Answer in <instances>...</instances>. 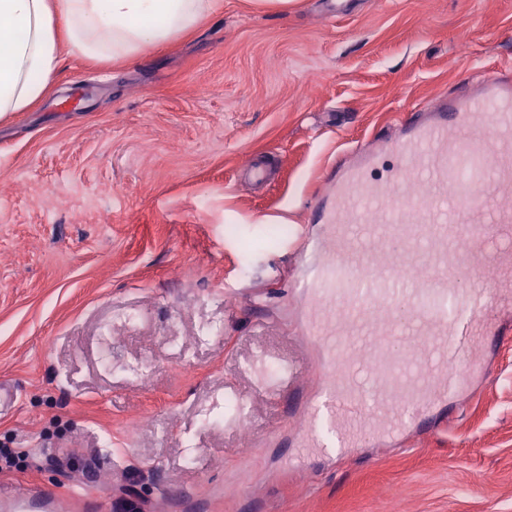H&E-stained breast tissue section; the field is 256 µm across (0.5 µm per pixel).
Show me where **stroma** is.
I'll return each mask as SVG.
<instances>
[{"instance_id": "1", "label": "stroma", "mask_w": 512, "mask_h": 512, "mask_svg": "<svg viewBox=\"0 0 512 512\" xmlns=\"http://www.w3.org/2000/svg\"><path fill=\"white\" fill-rule=\"evenodd\" d=\"M223 2L137 59L62 55L55 92L0 121V448L31 450L0 491L52 488L63 512H512V344L475 342L447 428L331 464L266 378L307 363L291 284L326 171L512 73V0ZM484 275L512 335V264ZM232 395L248 428L202 424Z\"/></svg>"}]
</instances>
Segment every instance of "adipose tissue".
Returning <instances> with one entry per match:
<instances>
[{
	"label": "adipose tissue",
	"mask_w": 512,
	"mask_h": 512,
	"mask_svg": "<svg viewBox=\"0 0 512 512\" xmlns=\"http://www.w3.org/2000/svg\"><path fill=\"white\" fill-rule=\"evenodd\" d=\"M220 0H0V120L48 92L61 51L122 62L195 32Z\"/></svg>",
	"instance_id": "adipose-tissue-1"
}]
</instances>
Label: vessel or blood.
Masks as SVG:
<instances>
[{"label":"vessel or blood","mask_w":512,"mask_h":512,"mask_svg":"<svg viewBox=\"0 0 512 512\" xmlns=\"http://www.w3.org/2000/svg\"><path fill=\"white\" fill-rule=\"evenodd\" d=\"M480 115L502 132L495 147L480 139ZM376 139L396 167L381 181L379 156L337 166L331 200L313 209L322 230L302 258V332L318 350L326 423L349 447L369 411L383 440L414 434L418 415L463 386L473 337L493 327L494 289L481 270L512 252V210L495 204L512 187V78L484 76L399 137ZM410 183L428 197L397 203ZM57 499L17 495L14 512H51Z\"/></svg>","instance_id":"b4317fda"}]
</instances>
